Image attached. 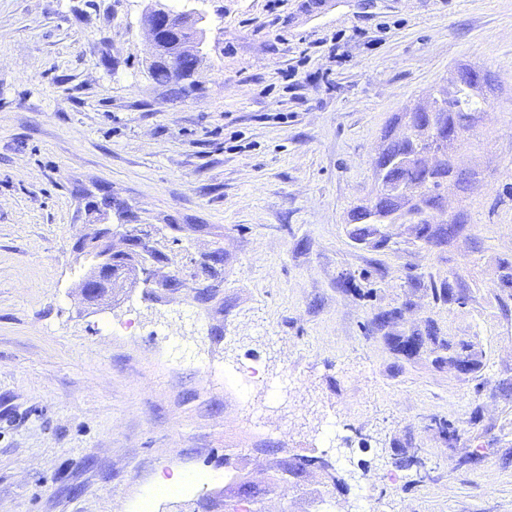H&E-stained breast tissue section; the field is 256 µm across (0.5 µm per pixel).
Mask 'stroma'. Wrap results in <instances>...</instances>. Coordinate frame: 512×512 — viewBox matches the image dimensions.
<instances>
[{
  "label": "stroma",
  "mask_w": 512,
  "mask_h": 512,
  "mask_svg": "<svg viewBox=\"0 0 512 512\" xmlns=\"http://www.w3.org/2000/svg\"><path fill=\"white\" fill-rule=\"evenodd\" d=\"M163 2L206 17L182 93L143 0H0V512H194L243 478L262 512H512V0ZM460 65L493 82L455 228L350 223ZM131 219L173 264L222 248V299L88 305L74 245ZM284 456L336 479L274 483Z\"/></svg>",
  "instance_id": "stroma-1"
}]
</instances>
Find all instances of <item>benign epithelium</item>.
I'll return each mask as SVG.
<instances>
[{"instance_id": "1", "label": "benign epithelium", "mask_w": 512, "mask_h": 512, "mask_svg": "<svg viewBox=\"0 0 512 512\" xmlns=\"http://www.w3.org/2000/svg\"><path fill=\"white\" fill-rule=\"evenodd\" d=\"M205 17L196 11L174 12L162 3V0H150L142 19V27L153 46L154 61L166 67H177L180 59L186 56L201 57L203 29L200 24ZM405 130L412 128L422 134V139L436 145L451 142L462 143V134L458 128L446 123V112H405L403 113ZM400 158L383 152L376 161L379 172V195L390 196L394 203L400 205L398 212H406L416 204L413 192L404 186L396 187L385 182V174L389 168L399 164ZM444 178L452 182L459 190H464L474 180L473 171L455 161H448V174ZM121 235L125 248L115 251L109 243L112 237V225L98 229L94 236L79 242L80 250L91 256L95 265V273L88 279V285L82 291L84 299L93 304L112 299V281L120 276H130L136 280H145L160 293L175 296L182 293L191 294L197 301L210 303L223 297L224 288V252L213 250L188 265L176 268L164 281L155 280L156 267L170 263L167 250L155 254L149 263H144L143 244L155 236V226L137 224L130 228L121 226ZM237 501L233 507H223V503L212 500L207 509L217 512H234L239 504L252 501L256 491L251 483L242 479L238 483Z\"/></svg>"}]
</instances>
